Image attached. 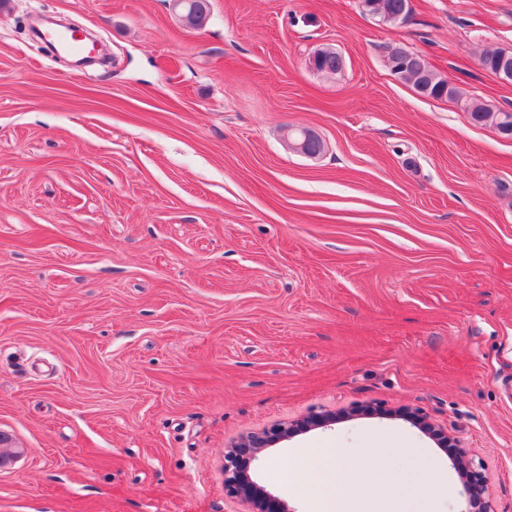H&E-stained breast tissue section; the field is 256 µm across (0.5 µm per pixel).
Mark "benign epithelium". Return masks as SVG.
Masks as SVG:
<instances>
[{
    "instance_id": "1",
    "label": "benign epithelium",
    "mask_w": 512,
    "mask_h": 512,
    "mask_svg": "<svg viewBox=\"0 0 512 512\" xmlns=\"http://www.w3.org/2000/svg\"><path fill=\"white\" fill-rule=\"evenodd\" d=\"M283 143L288 150L309 158H318L326 150L322 137L306 128H286ZM370 412L399 414L397 410L383 408L374 402L353 403L337 412L314 409L303 417L287 422H276L259 432L240 435L224 448V491L241 502L246 507L245 512H288L284 503L251 479L247 468L241 462L240 449L246 448L258 455L265 449L312 427L326 426L336 421L338 415L353 417ZM409 417L416 427L437 440L441 447L446 448L451 445L457 448L452 464L469 498L481 502L484 505L483 512H494L487 493L486 481L476 468L472 450L461 440L455 437L448 438L447 430L433 422L427 415L419 411H411Z\"/></svg>"
}]
</instances>
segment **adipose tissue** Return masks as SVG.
<instances>
[{
	"mask_svg": "<svg viewBox=\"0 0 512 512\" xmlns=\"http://www.w3.org/2000/svg\"><path fill=\"white\" fill-rule=\"evenodd\" d=\"M385 466L373 448L318 449L308 512H406L398 497L385 495L365 477L366 471Z\"/></svg>",
	"mask_w": 512,
	"mask_h": 512,
	"instance_id": "adipose-tissue-1",
	"label": "adipose tissue"
}]
</instances>
